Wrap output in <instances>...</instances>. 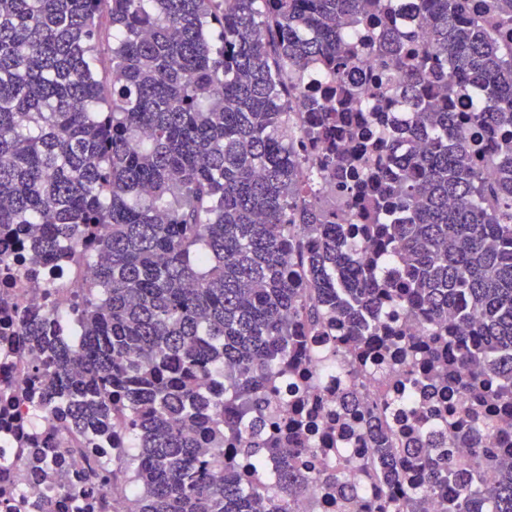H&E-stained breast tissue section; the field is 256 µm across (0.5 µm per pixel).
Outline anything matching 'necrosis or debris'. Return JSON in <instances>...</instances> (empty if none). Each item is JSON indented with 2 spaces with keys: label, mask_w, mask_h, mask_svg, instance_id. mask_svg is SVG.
Masks as SVG:
<instances>
[{
  "label": "necrosis or debris",
  "mask_w": 512,
  "mask_h": 512,
  "mask_svg": "<svg viewBox=\"0 0 512 512\" xmlns=\"http://www.w3.org/2000/svg\"><path fill=\"white\" fill-rule=\"evenodd\" d=\"M5 293L20 309L40 308L53 301L63 305L70 299L63 288L58 289L54 297H47L40 272L24 267L18 270ZM296 355L300 361L297 377L272 382L281 403L271 408L268 425L273 429H286L291 414L285 410V402L296 400L302 389H309L311 400L306 410L315 420L309 434L314 444L309 462L316 472L327 473L336 468L337 449H345L349 464L344 478L353 485L355 494L347 503H340L334 489L317 481L297 499L295 512H364L367 503L378 499L379 481L366 479L359 468L373 452L367 433L358 422L359 415L369 412L380 414L382 420L395 429L392 447H404L407 436L417 434L443 443L455 455V480L469 478L471 448L466 432L462 429L453 434L448 431L449 405L460 408L467 405L461 393L439 383L423 382L409 388L397 386L394 366L387 361L370 366L364 377L350 379L351 351L337 349L332 336L300 337ZM0 384L16 387L27 384V353L19 334L0 333ZM18 435L12 420L0 408V457L6 460L0 467V487L20 490L32 503L53 499L55 512H65L60 489L35 480L24 457L14 448Z\"/></svg>",
  "instance_id": "4bbe7bcc"
}]
</instances>
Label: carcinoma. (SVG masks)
<instances>
[{
	"label": "carcinoma",
	"mask_w": 512,
	"mask_h": 512,
	"mask_svg": "<svg viewBox=\"0 0 512 512\" xmlns=\"http://www.w3.org/2000/svg\"><path fill=\"white\" fill-rule=\"evenodd\" d=\"M465 3L415 0L412 31L393 22L401 0H0V271L26 262L73 297L67 315H18L37 386L0 401L46 427L19 447L55 485L58 430L92 457L117 430L137 448L91 461L73 512H291L321 478L346 495L341 471L302 464V430L266 431L270 381L295 371V333L322 336L330 318L362 352L396 344L378 336L389 303L428 326L423 346L406 340L424 374L440 365L472 402L479 469L450 500L448 449L412 467L419 451L390 447L372 417L386 494L367 512H421L428 495L442 512H512V435H479L512 416V44L496 37L512 0L487 21ZM367 55L394 67L356 82ZM314 65L332 81L324 103L299 99ZM393 86L414 115L407 148L347 120L378 115ZM321 179L358 223L318 199ZM1 505L30 506L15 491Z\"/></svg>",
	"instance_id": "1"
}]
</instances>
